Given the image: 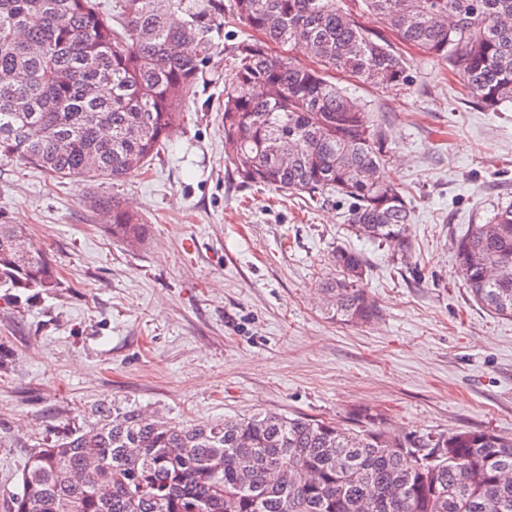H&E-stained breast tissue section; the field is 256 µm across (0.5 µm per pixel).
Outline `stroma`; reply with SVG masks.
<instances>
[{"label": "stroma", "instance_id": "obj_1", "mask_svg": "<svg viewBox=\"0 0 512 512\" xmlns=\"http://www.w3.org/2000/svg\"><path fill=\"white\" fill-rule=\"evenodd\" d=\"M242 35L225 18L209 83L134 176L77 184L0 160V222L25 227L62 282L0 300V512L34 447L93 426L101 405L184 424L276 412L346 428L368 408L411 437H512V320L472 300L453 252L512 201V104L463 102L459 76L415 48L407 84L347 82L389 131L385 175L413 206L404 260L351 235L343 203L241 184L224 156V88ZM97 195L147 224L141 245L112 239ZM340 246L365 256L372 322L333 320L319 300Z\"/></svg>", "mask_w": 512, "mask_h": 512}]
</instances>
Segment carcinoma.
I'll use <instances>...</instances> for the list:
<instances>
[{
  "label": "carcinoma",
  "mask_w": 512,
  "mask_h": 512,
  "mask_svg": "<svg viewBox=\"0 0 512 512\" xmlns=\"http://www.w3.org/2000/svg\"><path fill=\"white\" fill-rule=\"evenodd\" d=\"M230 15L248 30L224 90V154L242 182L348 204L358 237L412 250L411 206L383 174L388 135L340 85L407 81L397 45L444 61L486 111L512 103V0H0V158L52 178L117 182L157 156ZM307 46L298 64L273 47ZM112 237L147 226L112 197ZM463 280L512 319V203L454 242ZM319 288L332 316L376 319L364 255L338 248ZM56 265L0 224V288L54 292ZM354 427L256 414L184 426L140 408L36 449L9 512H512V439L489 430L410 438L366 410Z\"/></svg>",
  "instance_id": "cac0c4a2"
}]
</instances>
